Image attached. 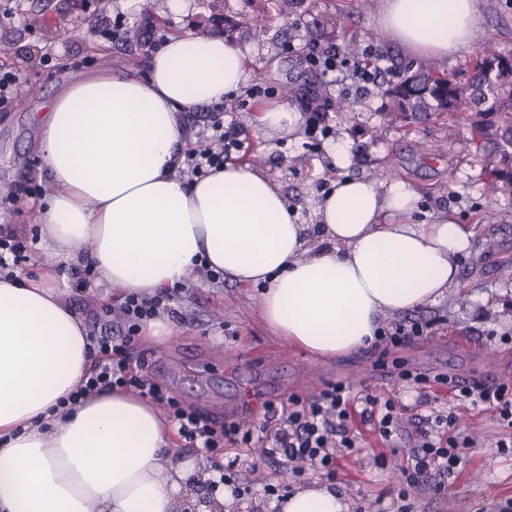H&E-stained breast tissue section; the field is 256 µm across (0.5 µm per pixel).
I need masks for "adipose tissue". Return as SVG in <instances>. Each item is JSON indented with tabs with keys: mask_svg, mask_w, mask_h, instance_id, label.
Returning <instances> with one entry per match:
<instances>
[{
	"mask_svg": "<svg viewBox=\"0 0 512 512\" xmlns=\"http://www.w3.org/2000/svg\"><path fill=\"white\" fill-rule=\"evenodd\" d=\"M478 0H380L377 24L415 56L467 51ZM246 52L222 35L173 32L139 78L100 68L39 118L51 193L40 235L89 259L104 300L151 298L197 263L262 289L277 337L336 358L373 343L380 319L455 287L473 225L420 219L401 181L348 178L317 207L323 247L277 186L239 162L182 177V113L222 104L245 81ZM88 328L51 281L0 274V512H183L193 462L170 463L175 429L129 391L56 412L88 371ZM281 512H348L327 486L297 488Z\"/></svg>",
	"mask_w": 512,
	"mask_h": 512,
	"instance_id": "adipose-tissue-1",
	"label": "adipose tissue"
}]
</instances>
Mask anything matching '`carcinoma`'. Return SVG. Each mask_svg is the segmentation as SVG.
Returning a JSON list of instances; mask_svg holds the SVG:
<instances>
[{"label":"carcinoma","mask_w":512,"mask_h":512,"mask_svg":"<svg viewBox=\"0 0 512 512\" xmlns=\"http://www.w3.org/2000/svg\"><path fill=\"white\" fill-rule=\"evenodd\" d=\"M476 51L460 71H446L436 62L396 59L384 81L382 109L391 125L421 117L448 116L469 132L466 147L480 156L491 198L512 196V65L482 33Z\"/></svg>","instance_id":"1"}]
</instances>
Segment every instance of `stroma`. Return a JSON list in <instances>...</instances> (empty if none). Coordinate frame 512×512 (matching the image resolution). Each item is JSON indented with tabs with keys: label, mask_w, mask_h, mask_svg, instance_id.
Here are the masks:
<instances>
[{
	"label": "stroma",
	"mask_w": 512,
	"mask_h": 512,
	"mask_svg": "<svg viewBox=\"0 0 512 512\" xmlns=\"http://www.w3.org/2000/svg\"><path fill=\"white\" fill-rule=\"evenodd\" d=\"M99 31L88 30L83 13L71 0H0V66L16 72L24 99L0 110V236L30 241L28 260L19 267L29 279L49 278L73 300L70 288L76 262L37 242L35 218L47 194L46 176L37 153V116L45 104L82 73L100 67L123 75L144 74L148 54L143 46L102 38L115 14H125L130 25L145 36L174 31L215 32L216 18L240 19L261 10L260 0H190L175 10L170 0H95ZM377 7L360 10L358 0H294L290 19L263 31L241 29L237 43L247 50V84L275 90L280 85L302 84L317 77L301 52L314 43L339 44L332 19L349 16V26L364 44L374 46L382 68L402 56L377 25ZM478 30L495 39L501 50L512 52V0H481ZM332 93L346 95L351 110L341 115L328 110L324 118L301 111L297 124L273 129L257 118L255 104L240 106L239 93L224 102V124L234 132L237 146L232 158H246L278 186L299 223L307 227L312 243H319L316 209L336 180L372 178L376 169L395 168L396 179L419 195L422 214L449 215L476 229L471 248L460 260L455 288L434 303L407 312L406 320L428 324V334L402 353L408 364L434 376L457 372H484L498 368L500 381H512V342L489 341L490 332L512 334V279L503 273L512 265V197L488 200L481 164L463 147L466 131L448 118L423 124L381 128L383 99L379 87L368 94L332 84ZM350 147L348 166L334 164L336 143ZM261 290L240 286L229 277L210 281L193 267L183 290L167 316L169 330L162 339L141 334L131 351L147 358V373L171 387L184 403L213 418L242 414L244 406L260 409L262 402L291 394L312 396L338 374L351 372L353 390L414 403L415 392L393 377L374 371L379 356L375 347L325 360L276 337L259 315ZM458 424L475 438L466 449L462 472L449 475L448 489L436 494L417 492L413 512H497L499 502L512 498V459L497 457L492 443L499 427L493 413L459 411ZM418 444L412 426L397 438V451L387 465L375 456L381 448L367 436L362 448L349 457L345 473L331 485L351 507L373 502L382 491L397 486L398 466Z\"/></svg>",
	"instance_id": "1"
}]
</instances>
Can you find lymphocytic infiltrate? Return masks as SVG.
<instances>
[{"mask_svg":"<svg viewBox=\"0 0 512 512\" xmlns=\"http://www.w3.org/2000/svg\"><path fill=\"white\" fill-rule=\"evenodd\" d=\"M310 60L324 74L337 76L361 92L368 90L379 75L378 69L346 55L334 45L314 48ZM209 140V150L191 148L186 152L187 166L193 176H205L209 170L224 164L229 146L225 142L223 112L214 113ZM175 294L172 288L154 298L130 294L118 309L103 308L104 317L119 315L123 328L116 335L104 332L91 336L92 368L68 396V404L107 389L131 390L165 410L187 446L211 455L231 448L247 453L258 448L265 462L280 468L282 479L295 481L314 473L336 476L340 459L363 442L361 431L352 425L353 416H360L385 446L393 445L401 431L399 401L355 393L342 382L327 383L318 394L308 398L293 394L277 403L266 402L260 419L255 422L229 418L217 421L184 406L143 374V361L131 357L143 325L168 310ZM438 383L449 386L453 404L448 409L419 416L415 432L420 444L411 449L400 468L402 478L396 498L401 502L424 486L437 493L444 492L445 485L438 482V475L453 473L464 461V449L474 447L473 438L457 425L458 407L492 411L500 427L496 451L512 457V385H459L449 383L444 377Z\"/></svg>","mask_w":512,"mask_h":512,"instance_id":"obj_1","label":"lymphocytic infiltrate"}]
</instances>
